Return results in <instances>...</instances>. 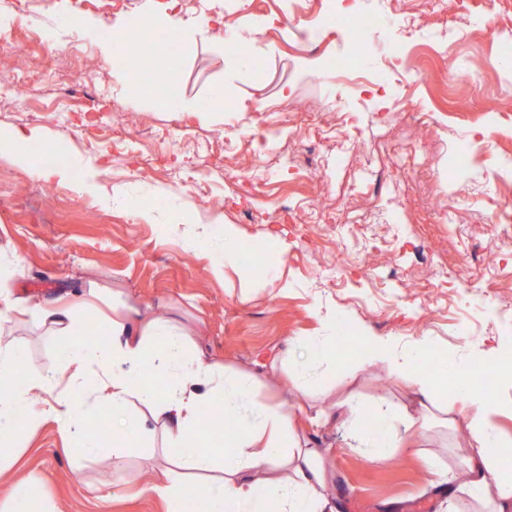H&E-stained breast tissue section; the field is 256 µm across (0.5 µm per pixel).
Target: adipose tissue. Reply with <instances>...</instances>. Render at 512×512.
I'll return each instance as SVG.
<instances>
[{
    "mask_svg": "<svg viewBox=\"0 0 512 512\" xmlns=\"http://www.w3.org/2000/svg\"><path fill=\"white\" fill-rule=\"evenodd\" d=\"M36 138L33 131L1 130L0 150L17 163L34 167L44 180L76 178L82 187L95 188L99 171L86 161L53 169L35 167L30 145ZM91 304V297L84 294L58 306L31 307L0 283V317L24 313L35 318L45 334L69 337L61 358L63 367L71 371L66 379L57 372L28 378L29 387L50 395L44 408L31 405L22 392L0 395L1 449L13 448L43 411L65 426L81 425L86 407L73 397V390L104 391L106 405L118 419L112 427L115 457H122L148 421L162 427L177 467L149 483V492L174 501L192 495L204 503L205 512H269L273 503L278 512H329L330 468L324 453L295 431L290 412L253 399L255 375H243L189 354L183 327L135 309L107 322L101 340H79ZM336 323L335 312H327L323 335L307 341L306 358L296 366L299 387H306L322 364L337 366ZM361 342L365 365H385L407 383L415 402L392 416L386 428L369 432L359 422L378 406L351 392L318 411L315 422L354 425L359 449L371 456L382 448L410 445L411 430L452 426L456 414H464L469 437L456 454L452 478L457 489L467 495L471 512H512V470L497 465L498 457L512 456V438H503L496 425L505 402L481 389L470 368L461 364L433 363L430 370H423L422 362L432 356L427 340L402 349L392 338L365 333ZM64 381L69 391H60ZM135 402L142 405V413H130ZM215 402L234 419L235 428L213 449L203 438L200 413Z\"/></svg>",
    "mask_w": 512,
    "mask_h": 512,
    "instance_id": "1",
    "label": "adipose tissue"
}]
</instances>
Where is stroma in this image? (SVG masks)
I'll list each match as a JSON object with an SVG mask.
<instances>
[{
	"label": "stroma",
	"mask_w": 512,
	"mask_h": 512,
	"mask_svg": "<svg viewBox=\"0 0 512 512\" xmlns=\"http://www.w3.org/2000/svg\"><path fill=\"white\" fill-rule=\"evenodd\" d=\"M165 2L106 0L86 16L114 36L129 16ZM24 3L0 0V71L11 70L22 46L34 73L53 71L76 47L81 56L69 68L77 93L52 117L59 86L0 97V129L37 131L43 152L64 149L102 174L89 193L0 156V278L14 296L49 305L94 292L87 339L100 335L116 301L178 319L210 361L256 372L257 401L295 398L297 427L314 434L332 464L338 512H386L392 503L401 512H466L465 497L437 489L455 466L451 433L428 427L413 446L369 457L349 424L315 426L309 417L352 389L395 409L404 401L403 381L360 367L363 329L403 346L424 338L435 356L466 362L481 345L512 350V223L486 221L512 196V0H399L402 17L419 25L379 35L412 41L387 93L325 78L302 43L331 0L293 11L288 0H197L184 19L218 14L222 23L183 52L168 86L198 104L223 90L218 121L165 111L125 88L123 69L106 67L94 39L64 26L73 0H40L30 13ZM229 31L254 42L259 66L225 54ZM476 135L494 141V151L464 154ZM203 188L212 203L202 202ZM197 212L233 225L237 248L260 241L265 251L217 272L220 244L188 246L187 225L172 221ZM272 271L280 286L270 291L261 283ZM329 309L345 316L336 371L302 394L283 370L255 368L274 353L296 361ZM0 340L23 350L31 374L56 370L69 342L26 315L1 322ZM106 416L93 409L78 431L36 419L0 465V512L14 493L37 495L45 512H171L145 489L168 464L160 426L149 424L116 461L111 433L97 427ZM85 434L102 443L90 459L79 446ZM425 453L437 470L422 465ZM118 475L124 490L116 495Z\"/></svg>",
	"instance_id": "stroma-1"
}]
</instances>
